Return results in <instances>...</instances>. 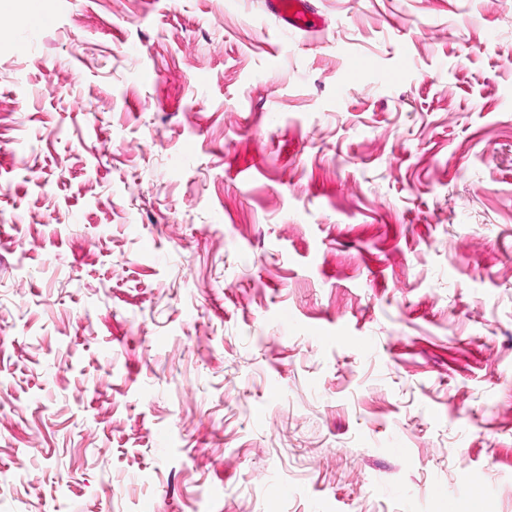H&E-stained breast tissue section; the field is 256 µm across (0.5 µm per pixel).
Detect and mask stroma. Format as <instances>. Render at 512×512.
I'll return each mask as SVG.
<instances>
[{
	"label": "stroma",
	"mask_w": 512,
	"mask_h": 512,
	"mask_svg": "<svg viewBox=\"0 0 512 512\" xmlns=\"http://www.w3.org/2000/svg\"><path fill=\"white\" fill-rule=\"evenodd\" d=\"M41 2L0 512H512V0ZM269 11L284 20L290 28L310 31L317 27V16L308 0H266Z\"/></svg>",
	"instance_id": "obj_1"
}]
</instances>
